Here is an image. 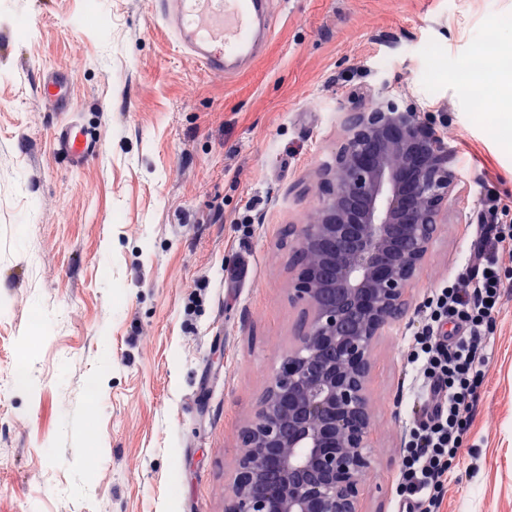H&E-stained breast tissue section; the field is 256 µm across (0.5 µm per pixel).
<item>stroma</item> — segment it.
<instances>
[{
  "instance_id": "1",
  "label": "stroma",
  "mask_w": 512,
  "mask_h": 512,
  "mask_svg": "<svg viewBox=\"0 0 512 512\" xmlns=\"http://www.w3.org/2000/svg\"><path fill=\"white\" fill-rule=\"evenodd\" d=\"M512 0H277L267 53L222 79L149 0H0V512H225L240 438L311 308L294 225L317 210L343 111L379 93L430 114L455 159L404 312L374 336L360 512H398L405 339L468 256L486 194L512 206ZM71 74V113L39 93ZM495 112L471 108V82ZM74 119L99 139L56 149ZM39 327H32V318ZM440 512H512V291ZM58 151L69 159L80 161L92 156L96 142L88 137L83 127L74 122H65L55 131Z\"/></svg>"
}]
</instances>
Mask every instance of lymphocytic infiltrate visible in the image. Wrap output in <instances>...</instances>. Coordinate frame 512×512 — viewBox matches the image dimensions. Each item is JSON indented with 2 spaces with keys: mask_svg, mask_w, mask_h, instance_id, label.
<instances>
[{
  "mask_svg": "<svg viewBox=\"0 0 512 512\" xmlns=\"http://www.w3.org/2000/svg\"><path fill=\"white\" fill-rule=\"evenodd\" d=\"M500 199L481 203V238L452 283L436 288L413 334L409 362L426 390L422 414L409 428L400 470L403 512H422L423 504L443 484L446 459L461 445L462 423L478 399L476 381L486 367L487 326L498 313L505 285L499 277L512 263V226Z\"/></svg>",
  "mask_w": 512,
  "mask_h": 512,
  "instance_id": "f902f5d3",
  "label": "lymphocytic infiltrate"
}]
</instances>
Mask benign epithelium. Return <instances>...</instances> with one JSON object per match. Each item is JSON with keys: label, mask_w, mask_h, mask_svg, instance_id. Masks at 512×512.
Instances as JSON below:
<instances>
[{"label": "benign epithelium", "mask_w": 512, "mask_h": 512, "mask_svg": "<svg viewBox=\"0 0 512 512\" xmlns=\"http://www.w3.org/2000/svg\"><path fill=\"white\" fill-rule=\"evenodd\" d=\"M345 124L316 215L292 229L293 291L314 317L242 432L225 512H359L372 336L401 313L442 223L454 153L391 95Z\"/></svg>", "instance_id": "benign-epithelium-1"}]
</instances>
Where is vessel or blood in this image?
I'll return each instance as SVG.
<instances>
[{"mask_svg":"<svg viewBox=\"0 0 512 512\" xmlns=\"http://www.w3.org/2000/svg\"><path fill=\"white\" fill-rule=\"evenodd\" d=\"M273 0H151V12L170 28L178 50L213 74L234 76L264 54L274 30ZM70 78L54 72L42 79L41 96L69 105ZM55 139L60 153L80 161L95 142L74 122L61 124Z\"/></svg>","mask_w":512,"mask_h":512,"instance_id":"vessel-or-blood-1","label":"vessel or blood"}]
</instances>
